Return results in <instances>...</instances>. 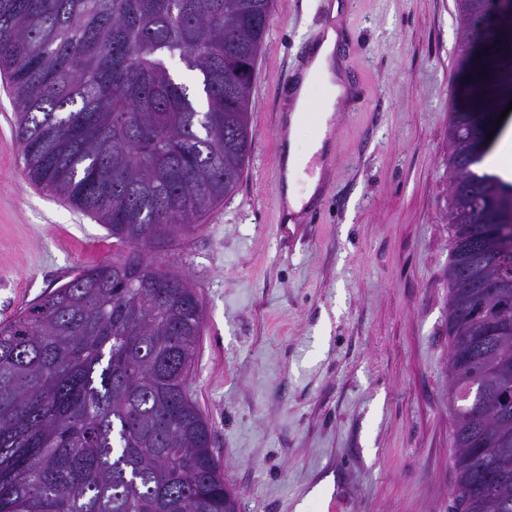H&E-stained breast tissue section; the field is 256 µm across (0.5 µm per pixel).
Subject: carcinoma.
Returning a JSON list of instances; mask_svg holds the SVG:
<instances>
[{"mask_svg": "<svg viewBox=\"0 0 512 512\" xmlns=\"http://www.w3.org/2000/svg\"><path fill=\"white\" fill-rule=\"evenodd\" d=\"M480 64L460 49L448 125L451 512H512V183L478 172L512 96L492 0ZM274 0H0V74L26 179L127 247L0 322V512H231L211 424L188 390L203 310L146 252L232 196L254 141V66ZM196 76L206 110L172 75Z\"/></svg>", "mask_w": 512, "mask_h": 512, "instance_id": "obj_1", "label": "carcinoma"}]
</instances>
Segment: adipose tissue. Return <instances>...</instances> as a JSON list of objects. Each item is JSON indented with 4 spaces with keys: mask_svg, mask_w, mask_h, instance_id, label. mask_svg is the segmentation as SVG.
<instances>
[{
    "mask_svg": "<svg viewBox=\"0 0 512 512\" xmlns=\"http://www.w3.org/2000/svg\"><path fill=\"white\" fill-rule=\"evenodd\" d=\"M340 37L339 32L330 29L327 30L323 38L315 47L314 59L307 69L302 85L305 88L311 85H319L323 90L321 106L323 114L322 121H330L333 112L337 109L341 100L350 92L349 86L342 74V64L340 59L334 57L335 45ZM306 105V96L303 93L296 97L292 112L288 118L289 130L292 134L288 139L284 163L287 172L290 174L289 180L285 182V195L288 199L292 212H300L304 204L310 203L316 195L321 177L320 175L306 176L305 170L317 155L326 154L330 144L327 136H320L311 139L307 145L305 155H298L296 150V141L293 137L305 122L303 109Z\"/></svg>",
    "mask_w": 512,
    "mask_h": 512,
    "instance_id": "adipose-tissue-1",
    "label": "adipose tissue"
}]
</instances>
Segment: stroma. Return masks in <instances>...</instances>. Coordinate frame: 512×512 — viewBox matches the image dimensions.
<instances>
[{"instance_id":"obj_1","label":"stroma","mask_w":512,"mask_h":512,"mask_svg":"<svg viewBox=\"0 0 512 512\" xmlns=\"http://www.w3.org/2000/svg\"><path fill=\"white\" fill-rule=\"evenodd\" d=\"M251 87L237 191L150 261L196 288L189 382L240 512H448V123L462 81L456 0H352L339 23L359 108L336 112L334 166L280 227L276 89L330 21L275 0ZM0 76V320L78 268L124 255L93 215L24 177Z\"/></svg>"}]
</instances>
